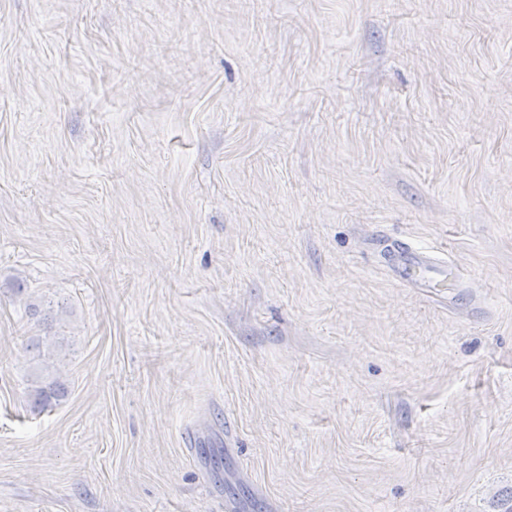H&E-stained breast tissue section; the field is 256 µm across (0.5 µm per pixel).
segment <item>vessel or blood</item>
<instances>
[{
	"label": "vessel or blood",
	"instance_id": "1",
	"mask_svg": "<svg viewBox=\"0 0 512 512\" xmlns=\"http://www.w3.org/2000/svg\"><path fill=\"white\" fill-rule=\"evenodd\" d=\"M376 246L387 255L393 278L405 287L426 297L447 287L448 274L453 270L447 258L401 238L380 240Z\"/></svg>",
	"mask_w": 512,
	"mask_h": 512
}]
</instances>
